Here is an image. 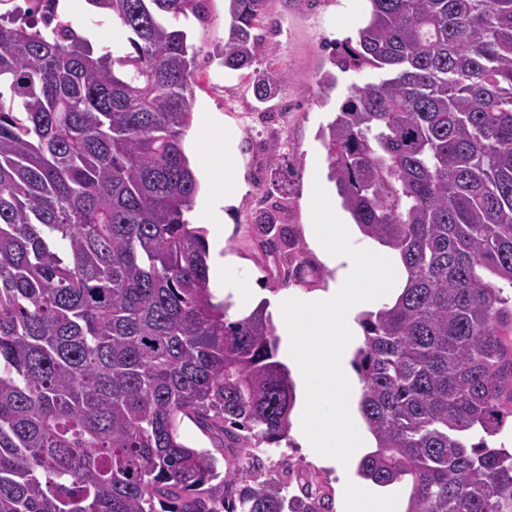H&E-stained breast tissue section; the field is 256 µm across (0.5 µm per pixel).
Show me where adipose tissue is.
Listing matches in <instances>:
<instances>
[{"instance_id":"ef3b65f1","label":"adipose tissue","mask_w":512,"mask_h":512,"mask_svg":"<svg viewBox=\"0 0 512 512\" xmlns=\"http://www.w3.org/2000/svg\"><path fill=\"white\" fill-rule=\"evenodd\" d=\"M202 125L209 136L192 159L204 181L195 224L206 229L213 270L232 297L228 316L238 319L265 306L293 369L292 437L314 456L348 467L374 445L360 412L363 384L351 366L360 315L401 293L406 267L397 251L364 235L340 204L321 197L304 235L328 272L325 284L311 293L265 292L237 255L222 250L246 184L237 127L211 113Z\"/></svg>"}]
</instances>
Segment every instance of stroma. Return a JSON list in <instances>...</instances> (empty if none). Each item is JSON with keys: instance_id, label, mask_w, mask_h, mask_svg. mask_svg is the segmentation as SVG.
<instances>
[{"instance_id": "obj_1", "label": "stroma", "mask_w": 512, "mask_h": 512, "mask_svg": "<svg viewBox=\"0 0 512 512\" xmlns=\"http://www.w3.org/2000/svg\"><path fill=\"white\" fill-rule=\"evenodd\" d=\"M366 18L364 0H310L300 6L295 0H268L260 32L271 51L259 68L283 72L285 82L275 96L258 101L252 93V78L244 72L224 70L219 54L228 39L226 0H205L201 16L184 22L198 49L194 76V112H212L235 121L242 139V151L249 170L247 188L233 212L234 225L224 242L259 276L267 292H281L273 278L281 260L266 256L257 247L255 223L263 208L280 201V220L296 237H303L311 223L313 201L318 193L315 168H327V152L319 137L336 115L351 83L367 80V73H338L337 86L323 92L319 78L331 70L337 41L355 36ZM281 141L283 152L294 166L286 188L274 182L266 147Z\"/></svg>"}]
</instances>
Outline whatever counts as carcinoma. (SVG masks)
I'll return each instance as SVG.
<instances>
[{"label": "carcinoma", "instance_id": "obj_1", "mask_svg": "<svg viewBox=\"0 0 512 512\" xmlns=\"http://www.w3.org/2000/svg\"><path fill=\"white\" fill-rule=\"evenodd\" d=\"M52 2L0 0V512H304L247 457L291 426L279 337L228 319L186 217L201 0H89L120 32L98 54ZM266 2L229 0L225 69L268 52ZM369 2L332 64L371 77L320 131L343 209L408 271L361 320L360 471L410 480L406 512H512L489 443L512 417V0ZM256 227L266 256L295 246L274 210Z\"/></svg>", "mask_w": 512, "mask_h": 512}]
</instances>
